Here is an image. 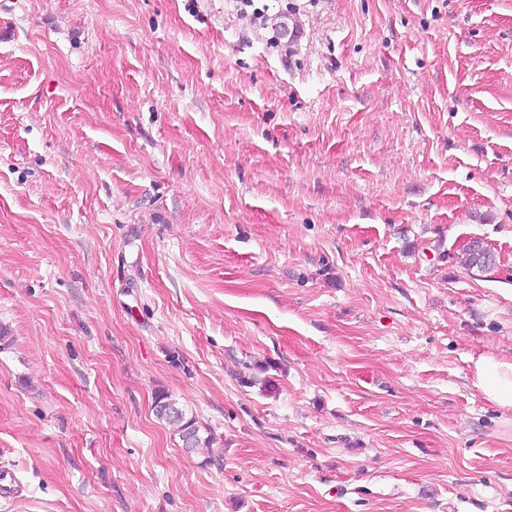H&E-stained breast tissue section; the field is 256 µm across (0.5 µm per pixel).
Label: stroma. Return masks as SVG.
Segmentation results:
<instances>
[{
  "mask_svg": "<svg viewBox=\"0 0 512 512\" xmlns=\"http://www.w3.org/2000/svg\"><path fill=\"white\" fill-rule=\"evenodd\" d=\"M265 3L0 0V512H512V0ZM463 265L468 271L475 270L480 273H488L496 267V257L490 248L483 246L479 241L474 248L464 252ZM472 375L475 385L490 401L512 408V360L481 355L473 361ZM155 415L169 425L177 426L183 444L192 450L209 447L210 438H202L195 419L187 417L186 412L178 406V403L167 394H159L154 403Z\"/></svg>",
  "mask_w": 512,
  "mask_h": 512,
  "instance_id": "stroma-1",
  "label": "stroma"
}]
</instances>
